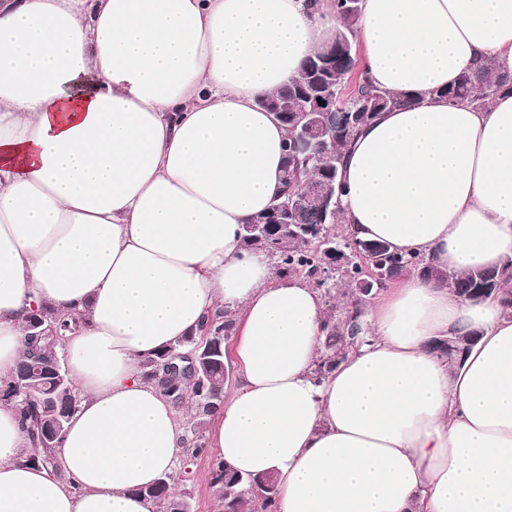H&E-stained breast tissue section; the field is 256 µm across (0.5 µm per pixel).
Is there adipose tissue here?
Segmentation results:
<instances>
[{"instance_id":"ef3b65f1","label":"adipose tissue","mask_w":512,"mask_h":512,"mask_svg":"<svg viewBox=\"0 0 512 512\" xmlns=\"http://www.w3.org/2000/svg\"><path fill=\"white\" fill-rule=\"evenodd\" d=\"M336 25L333 0H0V378L33 305L84 317L64 344L79 402L60 473L25 462L0 401V512H161L140 490L187 439L141 364L224 311L240 380L205 444L274 474V512H512V279L466 299L405 275L318 378L321 294L241 247L286 164L258 100ZM356 41L366 77L413 101L350 144L345 232L459 273L501 266L512 92L487 110L433 92L512 71V0H362ZM469 333L460 362L430 348Z\"/></svg>"}]
</instances>
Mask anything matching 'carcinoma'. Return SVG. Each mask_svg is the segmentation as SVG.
<instances>
[{"instance_id": "obj_1", "label": "carcinoma", "mask_w": 512, "mask_h": 512, "mask_svg": "<svg viewBox=\"0 0 512 512\" xmlns=\"http://www.w3.org/2000/svg\"><path fill=\"white\" fill-rule=\"evenodd\" d=\"M335 4L338 20L334 35L336 57L330 70L321 77L316 75L314 64L323 56V52L318 51L306 60L298 76L275 93L260 99V105L271 112L283 113L281 122L287 128L289 144L295 138L294 118L305 106L304 94L309 91L320 92L331 99L345 95L353 123L342 126L339 124L338 113L322 114L324 124L331 127V131L319 146L318 152L332 155L333 165L314 172L303 163L296 168L289 167L288 177L284 178L285 188L280 198L282 202L291 196L305 193L307 187L304 183L307 181L315 186L339 178V167L350 140L365 123L371 121V118L365 117V112L370 110V103H376L370 111L377 114L403 102V96L369 84L359 67L355 35L361 14V0H335ZM508 89H512L511 72L485 69L462 74L455 84L436 91L435 96L450 102L465 100L477 109H488ZM339 223L341 217H332L315 198L299 219L293 221V224L301 228L310 227L311 233L294 235L288 233L287 228L272 224L270 228L274 237L269 238L258 232L241 239V245L248 252H261L275 258L280 270L312 280L319 269L326 267V262L331 260V257L324 255L315 246L312 235L326 232L338 240H346V233L336 230ZM361 245L369 251V259L372 260L370 266L379 264L395 278L418 272L424 277L446 283L457 294L469 299L475 298L474 290L477 288L485 289V296L497 293L504 281L503 274L512 269V258H508L499 269L458 273L439 269L422 257H407L392 250L385 242L363 241ZM364 278V264L355 258L339 275L343 307L339 309L336 306V292L324 293L327 309L323 323V352L315 370L318 377L335 369L362 333L360 318L367 297L362 285ZM81 322L82 318L78 316L73 315L67 320L53 308L36 307L26 318L25 329L29 333L26 351L9 378L0 380V399L12 403L16 408L22 428L32 444L27 461L34 465H56V448L61 443L62 435L47 438L44 429L55 419L61 421V427H66L76 407L77 396L66 370L61 347L65 332L78 328ZM205 326L208 327L207 336L213 351L200 358L198 377L169 376L162 368L171 354L188 353L196 348L200 337L193 334L181 337L142 363L143 379L156 384L174 405L179 406L186 401L194 405L196 421L190 427L195 439L192 448L194 455L204 449L207 419L223 405L225 385L229 383V379L224 377V345L232 337L233 322L216 315L208 319ZM37 364L46 368L60 367L63 382L59 383L47 375L33 382L31 394L18 393L15 382L30 380V370ZM213 469V484L219 487L222 494L224 512H271L278 493L274 476L243 477L222 463L214 464ZM173 481V476L165 475L142 489V493L157 499L163 506V512H187L188 492L172 494Z\"/></svg>"}]
</instances>
